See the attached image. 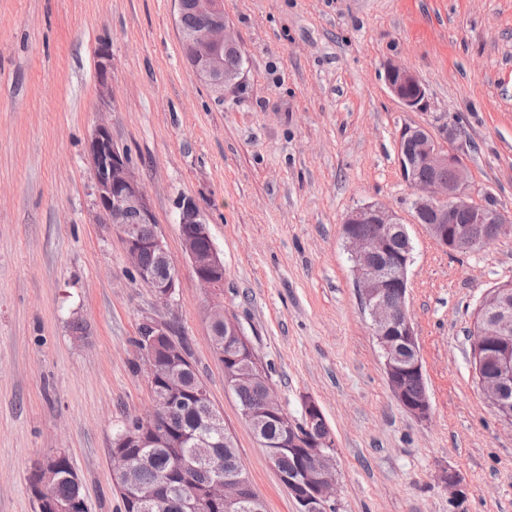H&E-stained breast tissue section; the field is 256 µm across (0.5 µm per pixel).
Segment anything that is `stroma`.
I'll list each match as a JSON object with an SVG mask.
<instances>
[{
    "label": "stroma",
    "mask_w": 512,
    "mask_h": 512,
    "mask_svg": "<svg viewBox=\"0 0 512 512\" xmlns=\"http://www.w3.org/2000/svg\"><path fill=\"white\" fill-rule=\"evenodd\" d=\"M246 56L217 96L183 55L175 0H0V512H38L28 476L65 449L88 512H124L115 433L150 408L135 341L166 322L189 346L266 512H296L211 347L183 250L194 199L224 259V309L288 416L319 404L336 440V512H512V425L480 392L468 333L512 285V232L448 253L413 217L407 126L467 141L476 189L512 210V0H224ZM112 52L100 98L97 52ZM423 82L403 106L388 66ZM105 123L142 181L178 271L164 306L97 223L86 142ZM394 211L413 240L407 309L428 419L394 398L354 287L342 222ZM82 332H74L73 322ZM459 473L456 503L440 477Z\"/></svg>",
    "instance_id": "1"
}]
</instances>
